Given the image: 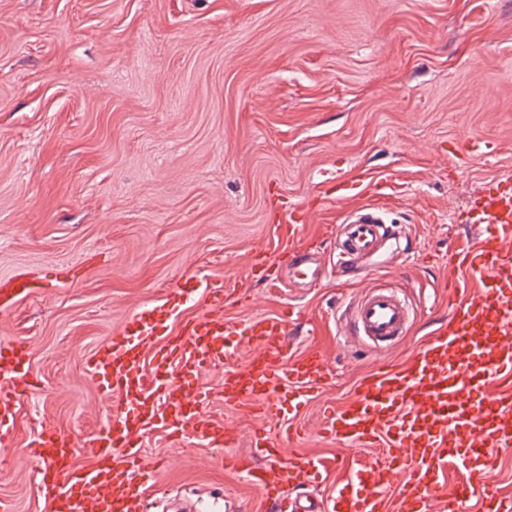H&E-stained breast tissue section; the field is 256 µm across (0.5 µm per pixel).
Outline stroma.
Segmentation results:
<instances>
[{
    "label": "stroma",
    "instance_id": "obj_1",
    "mask_svg": "<svg viewBox=\"0 0 512 512\" xmlns=\"http://www.w3.org/2000/svg\"><path fill=\"white\" fill-rule=\"evenodd\" d=\"M361 172L389 179L396 237L339 277L343 209L323 191ZM494 176L512 177V0H0V276L97 256L0 315V340H26L39 377L0 445V499L47 512L37 431H98L113 403L84 357L189 274L244 293L230 315L292 311L295 350L324 353L336 383L290 450L333 453L326 406L447 317L448 249ZM290 206L309 210L297 239L324 279L288 260ZM260 250L273 266L252 280ZM373 287L397 290L411 318L377 347L337 333ZM210 412L236 431L225 450L144 438L157 493L259 512L220 456L247 452L262 422L219 400Z\"/></svg>",
    "mask_w": 512,
    "mask_h": 512
}]
</instances>
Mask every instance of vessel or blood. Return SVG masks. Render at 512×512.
Listing matches in <instances>:
<instances>
[{
  "instance_id": "1",
  "label": "vessel or blood",
  "mask_w": 512,
  "mask_h": 512,
  "mask_svg": "<svg viewBox=\"0 0 512 512\" xmlns=\"http://www.w3.org/2000/svg\"><path fill=\"white\" fill-rule=\"evenodd\" d=\"M387 187L363 174L337 182V191L374 196L349 209L339 225V258L381 256ZM467 221L473 236L448 254V318L408 356L384 359L357 378L350 397L324 416L320 432L337 447L375 451L345 474L330 499L296 492L335 474L338 460L287 457L282 449L299 434L295 420L335 383L333 365L318 351L293 353L288 315H225L223 281L191 276L171 289L174 304L201 290L208 313L173 335L167 323L174 305H143L86 358L94 383L117 398L107 423L84 443L88 464L76 465L74 440L54 426H42L31 442L49 512H146L158 468L142 450L144 437L160 430L180 448L231 444L233 428L207 410L216 396L281 424L279 435H256L248 453L224 460L276 512H471L475 482L495 465L493 449L512 447V399L502 391L512 381V182H485ZM39 282L28 270L1 278L0 313ZM408 318L404 299L376 288L358 303L353 327L378 344L399 335ZM241 346L248 349L245 362H231ZM29 357L24 340L0 342V444L11 440L19 405L38 387ZM218 364L224 367L218 392L189 384V376ZM450 467L459 480L448 490L440 478Z\"/></svg>"
}]
</instances>
